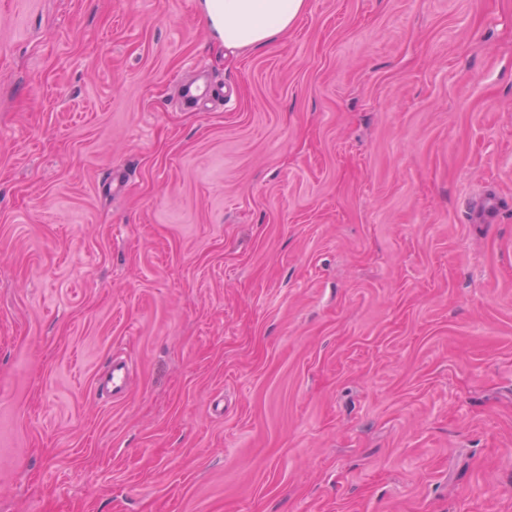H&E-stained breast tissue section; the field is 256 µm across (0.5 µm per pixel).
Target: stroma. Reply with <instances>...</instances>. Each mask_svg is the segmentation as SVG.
<instances>
[{"label":"stroma","instance_id":"obj_1","mask_svg":"<svg viewBox=\"0 0 512 512\" xmlns=\"http://www.w3.org/2000/svg\"><path fill=\"white\" fill-rule=\"evenodd\" d=\"M0 504L512 512V0H0ZM207 21L226 49L267 45L288 33L308 9V0H201ZM106 385L112 388V396L122 395L129 385V366L125 361L112 362Z\"/></svg>","mask_w":512,"mask_h":512}]
</instances>
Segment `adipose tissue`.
<instances>
[{
  "label": "adipose tissue",
  "instance_id": "ef3b65f1",
  "mask_svg": "<svg viewBox=\"0 0 512 512\" xmlns=\"http://www.w3.org/2000/svg\"><path fill=\"white\" fill-rule=\"evenodd\" d=\"M224 48L254 49L290 30L308 9V0H201Z\"/></svg>",
  "mask_w": 512,
  "mask_h": 512
}]
</instances>
